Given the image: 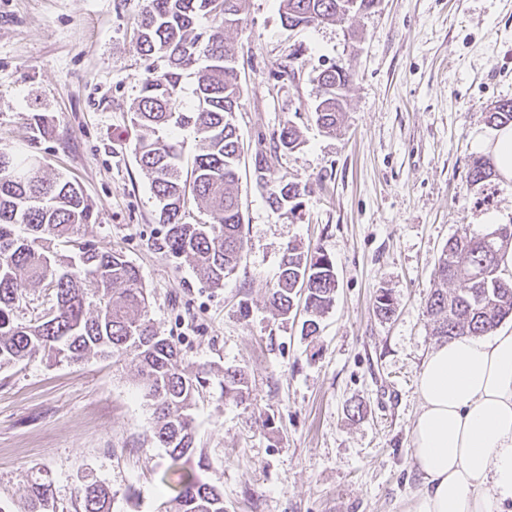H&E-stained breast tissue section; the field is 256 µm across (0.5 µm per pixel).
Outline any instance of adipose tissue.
Segmentation results:
<instances>
[{
    "label": "adipose tissue",
    "mask_w": 512,
    "mask_h": 512,
    "mask_svg": "<svg viewBox=\"0 0 512 512\" xmlns=\"http://www.w3.org/2000/svg\"><path fill=\"white\" fill-rule=\"evenodd\" d=\"M473 145L512 181V123L478 134ZM417 388L411 512H503L512 503V328L438 345Z\"/></svg>",
    "instance_id": "obj_1"
}]
</instances>
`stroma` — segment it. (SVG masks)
I'll use <instances>...</instances> for the list:
<instances>
[{"instance_id": "35a3bbf8", "label": "stroma", "mask_w": 512, "mask_h": 512, "mask_svg": "<svg viewBox=\"0 0 512 512\" xmlns=\"http://www.w3.org/2000/svg\"><path fill=\"white\" fill-rule=\"evenodd\" d=\"M143 0H0V150L77 182L98 219L84 239L121 251L161 333L210 384L193 410L197 452L181 461L224 492L227 512H409L417 476L410 430L417 376L438 344L424 299L442 248L497 213L512 224V183L473 185L472 140L512 99V0H380L354 25L289 30L279 0H246L228 35L244 106L234 113L245 251L221 288L153 249L156 199L137 165L129 107L147 62L134 17ZM354 73L335 135L306 107L315 71ZM47 116L46 133L31 128ZM292 121L293 152L277 133ZM266 156L265 179L254 173ZM298 181L294 209H272L271 179ZM334 263L336 301L316 339L273 315L267 295L287 245ZM396 303L378 317L374 298ZM241 368L250 397L218 381ZM361 406L362 416L352 414ZM130 363L96 356L0 369V505L19 512L24 469L53 481L57 512L97 482L112 512H158L170 460Z\"/></svg>"}]
</instances>
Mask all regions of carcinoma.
I'll list each match as a JSON object with an SVG mask.
<instances>
[{"label":"carcinoma","instance_id":"cac0c4a2","mask_svg":"<svg viewBox=\"0 0 512 512\" xmlns=\"http://www.w3.org/2000/svg\"><path fill=\"white\" fill-rule=\"evenodd\" d=\"M245 0H145L136 22V45L148 59L130 108L131 124L145 131L134 143L137 165L150 181L157 201V236L151 246L191 268L211 288L239 265L244 249L239 196L240 138L233 113L243 107L232 41L224 37L226 20L243 22ZM379 0H280L282 22L312 27L351 22ZM193 103L183 108L180 97L187 70L199 60ZM353 74L333 64L317 72V92L309 106L328 134L345 109L344 92ZM496 125L512 123V100H502L489 113ZM191 127L199 138L190 166L181 163L176 146L151 134ZM279 145L290 152L301 144L298 128L285 121ZM494 176L490 157L474 160L472 183ZM301 195L300 184L272 181L268 203L288 207ZM194 201L210 221H186ZM95 213L80 186L67 178L49 177L38 160L0 151V368L41 355L56 362H79L91 355L128 358L153 409V438L164 448L171 466L194 453L196 436L191 410L205 381L184 366L180 349L161 334L148 311V294L139 269L119 251L85 243L79 255L65 247L78 245ZM512 247V225L493 229L466 227L448 240L434 269V288L426 301L433 335L446 341L457 336H482L512 316V282L502 277L499 255ZM455 288L450 289L448 285ZM47 292V307L23 322L16 316L29 303L22 289ZM336 298V272L323 253L307 256L294 246L284 250L278 280L269 291V305L286 317L304 301L307 319L302 335L319 333V321ZM378 316L395 313L385 293L374 302ZM224 398L243 402L248 381L242 369L225 370L219 382ZM178 490L165 512H226L224 494L198 476L179 474ZM26 512H56L53 482L42 471H24L19 486ZM112 491L90 483L77 496L78 512H111Z\"/></svg>","mask_w":512,"mask_h":512}]
</instances>
